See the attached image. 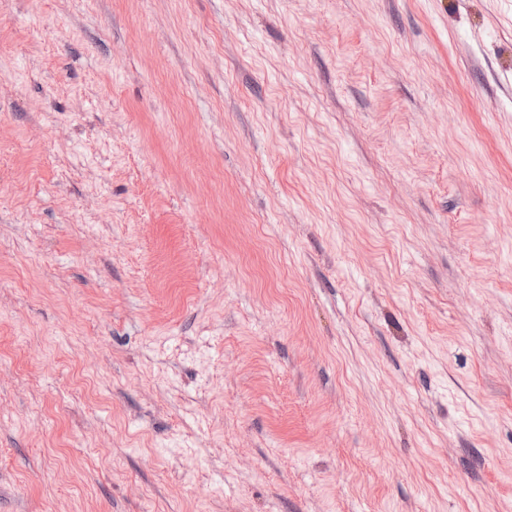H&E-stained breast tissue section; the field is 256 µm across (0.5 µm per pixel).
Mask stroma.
Segmentation results:
<instances>
[{
  "label": "stroma",
  "instance_id": "stroma-1",
  "mask_svg": "<svg viewBox=\"0 0 512 512\" xmlns=\"http://www.w3.org/2000/svg\"><path fill=\"white\" fill-rule=\"evenodd\" d=\"M0 512H512V0H0Z\"/></svg>",
  "mask_w": 512,
  "mask_h": 512
}]
</instances>
